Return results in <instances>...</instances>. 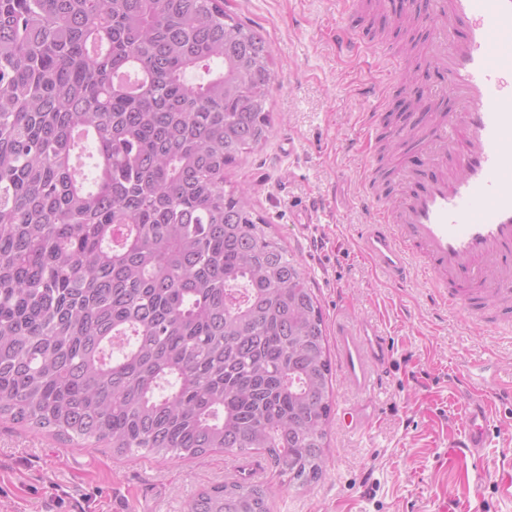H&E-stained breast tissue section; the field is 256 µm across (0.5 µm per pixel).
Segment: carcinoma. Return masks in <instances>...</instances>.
Segmentation results:
<instances>
[{"instance_id": "obj_1", "label": "carcinoma", "mask_w": 512, "mask_h": 512, "mask_svg": "<svg viewBox=\"0 0 512 512\" xmlns=\"http://www.w3.org/2000/svg\"><path fill=\"white\" fill-rule=\"evenodd\" d=\"M274 81L224 0H0V417L321 477L323 315L224 180L269 139ZM185 512H271L270 494L226 482Z\"/></svg>"}]
</instances>
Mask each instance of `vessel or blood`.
Masks as SVG:
<instances>
[{"instance_id":"obj_1","label":"vessel or blood","mask_w":512,"mask_h":512,"mask_svg":"<svg viewBox=\"0 0 512 512\" xmlns=\"http://www.w3.org/2000/svg\"><path fill=\"white\" fill-rule=\"evenodd\" d=\"M428 63L452 101L447 123L431 128V174L410 176L399 199L368 180L369 222L359 248L396 284L411 276L448 294V304L494 314L512 302V0H429ZM391 357L372 323L336 327L346 387L370 395ZM490 403L472 398L461 439L448 455L482 464Z\"/></svg>"}]
</instances>
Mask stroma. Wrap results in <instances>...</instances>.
Segmentation results:
<instances>
[{
	"label": "stroma",
	"mask_w": 512,
	"mask_h": 512,
	"mask_svg": "<svg viewBox=\"0 0 512 512\" xmlns=\"http://www.w3.org/2000/svg\"><path fill=\"white\" fill-rule=\"evenodd\" d=\"M353 0H224L270 44L277 81L268 142L226 172L247 188L257 214L271 224L308 273L328 338L336 323L372 321L393 357L373 396V423L359 434L328 425L324 473L299 489L268 458L216 450L193 459L162 458L144 450L116 457L111 449L80 447L0 420V512H184L186 500L224 483L243 467L268 486L271 512H435L442 503L469 512H512L502 493L500 460L512 446V403L494 401L485 463L449 461L448 443L464 432L471 398L460 376L477 365L485 383L512 382V334L469 320L449 308L417 277L386 281L360 253L370 158L389 171L392 192L402 181L381 152L380 136L365 140L367 113L390 112L402 87L384 85L383 104L364 97L383 85V67L416 71L417 89L432 85L421 58L405 44H423L426 23H394L398 0H386V30L370 36V16ZM344 24L360 47L337 51L334 29ZM315 209L316 224L298 230V212Z\"/></svg>",
	"instance_id": "stroma-1"
}]
</instances>
